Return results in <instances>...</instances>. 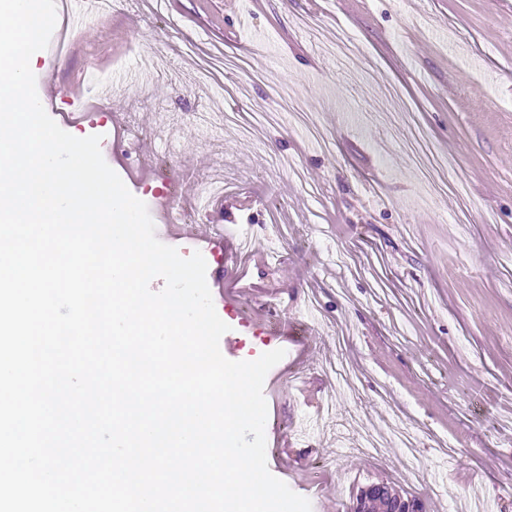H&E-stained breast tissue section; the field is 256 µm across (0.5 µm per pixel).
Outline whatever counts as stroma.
<instances>
[{"mask_svg": "<svg viewBox=\"0 0 512 512\" xmlns=\"http://www.w3.org/2000/svg\"><path fill=\"white\" fill-rule=\"evenodd\" d=\"M111 22L120 49L89 19L83 53L41 50L34 74H86L90 98L123 83L77 129L154 223L157 184L116 145L127 125L137 157L191 175L185 201L232 172L196 238L169 244L206 260L226 359L286 351L263 386L271 474L312 512L377 482L426 512H512V0H131ZM213 112L222 138L199 140ZM420 133L471 223L454 193L431 197ZM238 273L270 278L257 303L284 332L225 307Z\"/></svg>", "mask_w": 512, "mask_h": 512, "instance_id": "35a3bbf8", "label": "stroma"}]
</instances>
